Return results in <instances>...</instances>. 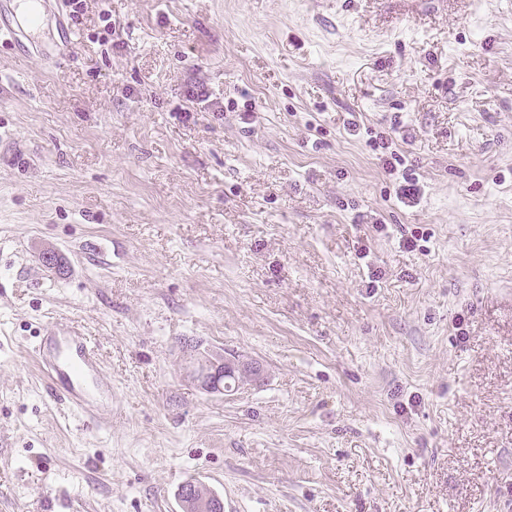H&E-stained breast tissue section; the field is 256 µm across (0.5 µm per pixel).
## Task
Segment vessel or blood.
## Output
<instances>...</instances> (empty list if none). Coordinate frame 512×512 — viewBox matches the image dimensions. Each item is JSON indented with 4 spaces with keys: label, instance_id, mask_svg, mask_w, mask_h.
I'll use <instances>...</instances> for the list:
<instances>
[{
    "label": "vessel or blood",
    "instance_id": "obj_1",
    "mask_svg": "<svg viewBox=\"0 0 512 512\" xmlns=\"http://www.w3.org/2000/svg\"><path fill=\"white\" fill-rule=\"evenodd\" d=\"M35 355L54 399L66 402L89 423L104 426L111 422L112 379L91 337L52 324L36 345Z\"/></svg>",
    "mask_w": 512,
    "mask_h": 512
}]
</instances>
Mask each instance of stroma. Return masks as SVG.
<instances>
[{"label": "stroma", "mask_w": 512, "mask_h": 512, "mask_svg": "<svg viewBox=\"0 0 512 512\" xmlns=\"http://www.w3.org/2000/svg\"><path fill=\"white\" fill-rule=\"evenodd\" d=\"M0 6V512H181L191 477L224 512H512V0ZM52 323L111 427L47 394ZM208 354L267 378L207 392ZM385 133L377 134L373 139H369L368 146L376 154H380L379 159H383V168L389 174H393L394 171L398 170V166L403 165V158L399 155L396 150H391L393 140L388 135L384 136ZM379 152V153H377ZM404 184L399 186L397 192L398 199L402 204L408 207H414L419 203L421 195V187L419 186V178L414 174H402ZM50 324L35 346L50 395L65 401L96 426L112 422V378L103 369L96 344L74 328Z\"/></svg>", "instance_id": "stroma-1"}]
</instances>
